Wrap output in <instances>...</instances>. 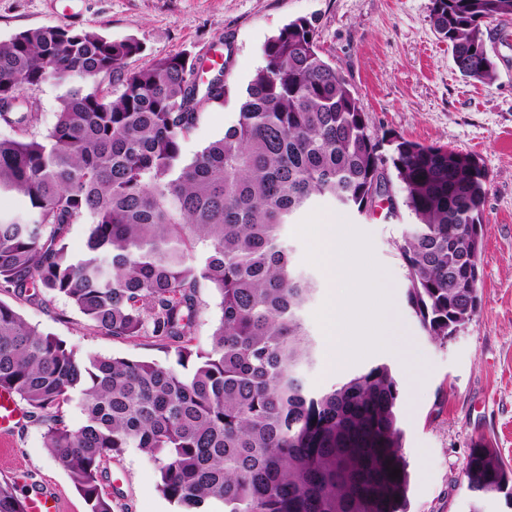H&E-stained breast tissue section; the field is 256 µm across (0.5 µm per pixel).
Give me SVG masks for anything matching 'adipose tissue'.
I'll use <instances>...</instances> for the list:
<instances>
[{
  "instance_id": "ef3b65f1",
  "label": "adipose tissue",
  "mask_w": 512,
  "mask_h": 512,
  "mask_svg": "<svg viewBox=\"0 0 512 512\" xmlns=\"http://www.w3.org/2000/svg\"><path fill=\"white\" fill-rule=\"evenodd\" d=\"M314 239V257L329 285L325 321L331 365L338 368L371 351L393 348L396 328L387 287L368 263L357 230L319 220Z\"/></svg>"
}]
</instances>
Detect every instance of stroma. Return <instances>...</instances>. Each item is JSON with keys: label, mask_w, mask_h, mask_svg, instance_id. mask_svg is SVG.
<instances>
[{"label": "stroma", "mask_w": 512, "mask_h": 512, "mask_svg": "<svg viewBox=\"0 0 512 512\" xmlns=\"http://www.w3.org/2000/svg\"><path fill=\"white\" fill-rule=\"evenodd\" d=\"M431 7L432 0H0V41L50 24L92 27L142 44V52L126 62L130 70L177 52L209 63L230 53V92L205 108L183 141L190 157L236 122L267 39L289 21L307 18L329 61L354 89L383 155H391L392 140L402 138L480 159L491 180L483 211L481 301L472 322L448 343L430 340L407 302L396 244L412 222L408 210L391 218L378 206L360 217L322 196L283 231L296 270L317 284L302 313L319 348L316 363L303 372L307 389L316 393L373 364L389 363L401 393L411 512H469L472 497L461 473L475 442L486 438L512 466V17L489 25L487 45L498 77L482 84L455 68L450 46L430 23ZM318 219L355 225L404 330L396 350L342 370L328 358L329 288L313 257L312 224ZM6 301L79 354L170 361L154 339L98 331L65 298L37 304L10 295ZM43 434V426L22 422L0 448V480L16 481L25 494L47 484L60 493L63 512H86L67 471L47 452ZM157 482L155 464L137 448L114 456L103 480L113 512H179Z\"/></svg>", "instance_id": "stroma-1"}]
</instances>
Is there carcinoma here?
Returning a JSON list of instances; mask_svg holds the SVG:
<instances>
[{
	"label": "carcinoma",
	"instance_id": "1",
	"mask_svg": "<svg viewBox=\"0 0 512 512\" xmlns=\"http://www.w3.org/2000/svg\"><path fill=\"white\" fill-rule=\"evenodd\" d=\"M508 16L512 0H432L430 22L460 75L490 84L485 30ZM140 52L134 38L59 24L0 42V123L14 131L0 137V195L27 200L0 212V292L62 296L99 331L150 336L174 361L81 357L0 300V390L45 427L44 447L88 512H112L100 477L126 448L150 456L158 489L183 512H408L394 371L377 364L306 390L315 344L302 311L316 285L281 231L317 196L368 210L372 191L399 180L415 218L397 247L408 304L444 344L477 313L483 238L473 229L488 171L472 154L405 140L385 158L304 18L264 44L236 123L187 159L182 141L228 95L227 63L206 81L184 53L126 69ZM51 79L68 89L37 138L38 103L21 91ZM81 219L89 234L74 254L65 235ZM204 286L220 318L209 348L194 350ZM74 403L77 428L65 421ZM462 478L478 500L512 502V467L483 438ZM0 512H26L8 480Z\"/></svg>",
	"mask_w": 512,
	"mask_h": 512
}]
</instances>
